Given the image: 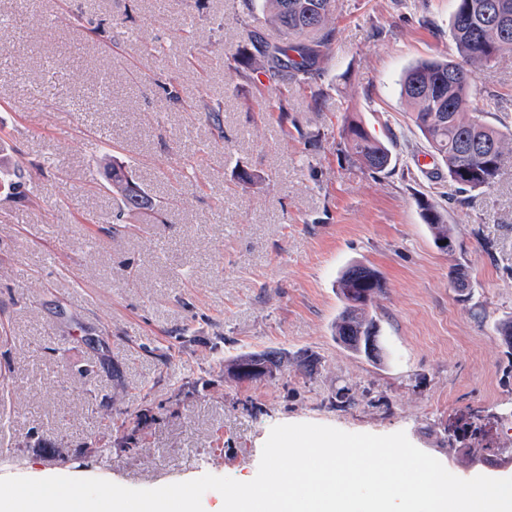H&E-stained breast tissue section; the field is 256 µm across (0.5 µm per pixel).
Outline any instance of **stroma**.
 I'll list each match as a JSON object with an SVG mask.
<instances>
[{
    "mask_svg": "<svg viewBox=\"0 0 512 512\" xmlns=\"http://www.w3.org/2000/svg\"><path fill=\"white\" fill-rule=\"evenodd\" d=\"M454 8L336 0L329 50L281 79L229 67L252 34L282 40L247 0H0V163L22 180L17 196L0 187V475L248 481L272 427L297 423L404 432L462 479L477 475L467 449L499 462L512 448V351L494 332L512 316V152L493 187L456 203L400 96L411 65L457 59ZM472 108L512 131V52L474 72ZM351 113L390 150L385 172L348 161ZM107 153L166 201L162 222L114 223ZM422 200L446 214L455 253ZM356 261L386 280L377 364L332 336L336 278ZM268 348L315 353L317 370L238 384L215 365ZM341 388L354 406L337 408ZM105 398L146 414L141 452L99 428ZM60 445L80 464H62ZM420 206L422 207L423 220L428 225L434 240L448 253H452L455 248V241L451 225L448 224L444 213L429 204ZM440 241H443V244H440Z\"/></svg>",
    "mask_w": 512,
    "mask_h": 512,
    "instance_id": "1",
    "label": "stroma"
}]
</instances>
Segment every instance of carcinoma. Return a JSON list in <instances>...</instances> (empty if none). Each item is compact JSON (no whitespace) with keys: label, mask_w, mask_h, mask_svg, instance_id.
Here are the masks:
<instances>
[{"label":"carcinoma","mask_w":512,"mask_h":512,"mask_svg":"<svg viewBox=\"0 0 512 512\" xmlns=\"http://www.w3.org/2000/svg\"><path fill=\"white\" fill-rule=\"evenodd\" d=\"M450 35L461 61H421L402 77L401 95L413 108L412 118L434 153L448 168V179L460 193L490 188L499 176L504 152L512 140L490 126L471 109L470 78L473 69L484 66L504 52L512 51V0H455ZM334 0H264L267 20L283 32L281 43L270 45L252 36L254 52L239 50L234 61L271 75L305 74L328 50L335 29L328 26ZM348 156L373 173L391 163L389 149L369 133L356 116L342 130ZM112 193L121 202L119 216L150 209L159 215L164 202L149 201L142 189H133L129 168L112 161L106 167ZM422 217L435 241L453 252L451 225L440 210L426 204ZM385 280L377 269L356 262L336 280V293L343 307L332 327L336 341L369 360L381 359L382 348L370 352L366 338L378 335L371 314L375 300L384 292ZM288 353L269 350L244 352L224 361V374L237 383L264 381L281 373Z\"/></svg>","instance_id":"cac0c4a2"}]
</instances>
